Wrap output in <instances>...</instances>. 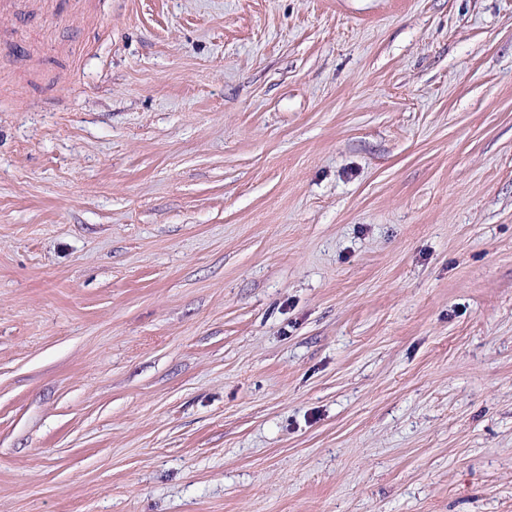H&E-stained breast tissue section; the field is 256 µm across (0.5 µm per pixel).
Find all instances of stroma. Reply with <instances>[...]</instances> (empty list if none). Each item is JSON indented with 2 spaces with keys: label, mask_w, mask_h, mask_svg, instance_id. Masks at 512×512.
Returning a JSON list of instances; mask_svg holds the SVG:
<instances>
[{
  "label": "stroma",
  "mask_w": 512,
  "mask_h": 512,
  "mask_svg": "<svg viewBox=\"0 0 512 512\" xmlns=\"http://www.w3.org/2000/svg\"><path fill=\"white\" fill-rule=\"evenodd\" d=\"M4 83L0 512H512V0H15Z\"/></svg>",
  "instance_id": "obj_1"
}]
</instances>
